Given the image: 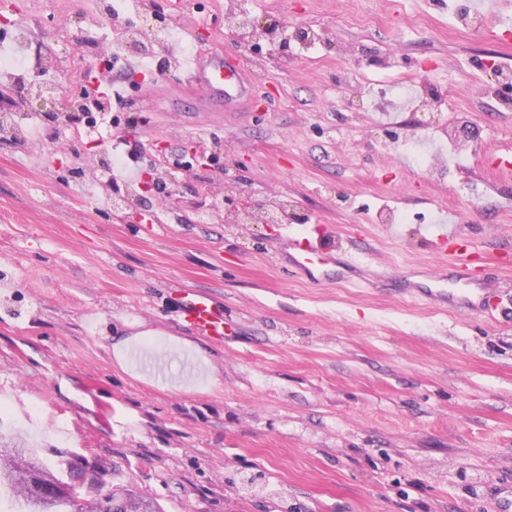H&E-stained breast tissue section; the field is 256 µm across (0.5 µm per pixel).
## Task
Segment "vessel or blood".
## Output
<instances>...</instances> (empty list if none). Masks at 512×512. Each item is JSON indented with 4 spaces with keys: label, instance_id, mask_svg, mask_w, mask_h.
Segmentation results:
<instances>
[{
    "label": "vessel or blood",
    "instance_id": "obj_1",
    "mask_svg": "<svg viewBox=\"0 0 512 512\" xmlns=\"http://www.w3.org/2000/svg\"><path fill=\"white\" fill-rule=\"evenodd\" d=\"M244 64L214 54L195 58L186 79L205 96L219 95L225 105L245 97L248 90L242 73ZM437 268L425 264L411 266L393 277L372 270L360 257L345 256L334 234L322 224L303 231L282 230L278 235L279 264L311 284L343 283L360 288L391 290L414 298H426L439 307L470 314L488 313V301L495 283L477 273L470 253L462 250L456 232H443L431 240ZM184 322L195 332L217 340L224 337V314L203 293L187 290L178 299Z\"/></svg>",
    "mask_w": 512,
    "mask_h": 512
}]
</instances>
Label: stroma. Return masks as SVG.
<instances>
[{"instance_id": "obj_1", "label": "stroma", "mask_w": 512, "mask_h": 512, "mask_svg": "<svg viewBox=\"0 0 512 512\" xmlns=\"http://www.w3.org/2000/svg\"><path fill=\"white\" fill-rule=\"evenodd\" d=\"M202 25L205 53L249 61L252 92L212 105L176 72L114 61L113 85L142 116L128 140L137 176L148 146L168 145L183 208L163 228L108 217L102 192L74 188L79 158L47 134L0 138V417L47 461L58 448L112 464L160 512H499L512 496V27L462 29L460 0H150ZM98 0H0L19 22L28 79L43 63L98 65L72 17ZM277 21V38L244 41L225 17ZM320 37L293 45L296 28ZM425 77L445 101L432 130L394 109L376 63ZM479 137L444 177L380 148L384 130L437 143L461 126ZM221 147L201 170L186 141ZM283 199L287 227L327 224L345 247L392 274L434 264L441 226L499 279L496 320L380 292L313 285L277 263L282 227L231 224L214 193ZM410 214L389 235L380 215ZM208 294L226 334L197 335L177 308Z\"/></svg>"}]
</instances>
